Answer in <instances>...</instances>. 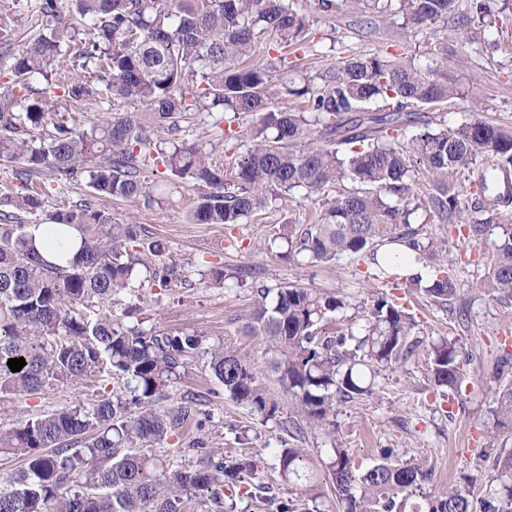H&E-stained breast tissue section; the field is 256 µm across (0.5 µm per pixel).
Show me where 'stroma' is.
I'll list each match as a JSON object with an SVG mask.
<instances>
[{"label": "stroma", "mask_w": 512, "mask_h": 512, "mask_svg": "<svg viewBox=\"0 0 512 512\" xmlns=\"http://www.w3.org/2000/svg\"><path fill=\"white\" fill-rule=\"evenodd\" d=\"M37 4L38 0H0V20L7 22L14 47H21L37 31ZM317 27L314 42L300 55L295 79L313 75L322 65L341 63L348 48L379 50L394 57L412 54L416 65L427 64L425 57L416 56L414 41L403 38L397 26L378 25L368 37L358 35L348 17H322ZM448 35L468 61L461 78L479 84L488 117L501 125H512V16L496 26L481 28L475 37L464 29L449 30ZM189 206L190 193L184 189L149 209L134 210L117 200L105 203L116 217L143 225L152 237L162 240L168 247L165 262L176 263L187 278L183 284L157 282L150 286L146 272L134 275L132 283L140 287L144 297L146 327L196 331L203 333L208 343L248 350L257 369L264 373L268 358L262 337L246 336L241 331L250 310L251 284L275 289L293 283L341 291L359 303L369 300L372 283L367 278L366 261L344 256L333 264L313 268L281 259L287 246L278 238L280 225L306 223L315 208L313 201L295 196L279 202L265 220H248L229 230L189 223ZM417 221L429 233L446 237L448 260L465 290L469 316L459 321L450 309L434 304L425 295L409 294L404 287L395 289L394 294L413 307L421 330L436 337L458 338L470 358L468 380L461 393L445 395L432 389L423 364L410 362L382 371L372 395L338 407L335 436L317 428L309 432L305 446L313 457L322 458L332 442H340L363 467L372 464L385 448L399 457L425 456L435 470L427 492L461 486L477 502L487 498L496 486L494 459L512 450V440L493 435L491 415L496 387L493 375L502 355L512 353V300L499 302L473 292V284L487 270L485 262L478 259V245L465 236L448 233L425 211H418ZM214 267L245 268L249 274L240 288L200 282V272ZM115 386L111 378H92L78 385L51 388L37 398H10L0 402V425L91 402L111 393ZM187 392L199 395L203 410L211 417L203 432L212 447L237 451V437L243 431L254 448L279 447L280 430L260 424L247 408L224 396L205 360L193 363L171 388L170 403H179Z\"/></svg>", "instance_id": "stroma-1"}]
</instances>
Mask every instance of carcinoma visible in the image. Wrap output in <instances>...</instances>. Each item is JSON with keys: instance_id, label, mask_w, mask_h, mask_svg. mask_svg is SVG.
<instances>
[{"instance_id": "cac0c4a2", "label": "carcinoma", "mask_w": 512, "mask_h": 512, "mask_svg": "<svg viewBox=\"0 0 512 512\" xmlns=\"http://www.w3.org/2000/svg\"><path fill=\"white\" fill-rule=\"evenodd\" d=\"M468 2L461 14L457 0H314L327 17L400 19L407 38L429 32L418 45L435 67L350 49L341 65L286 88L294 97L288 107L273 101L272 82L296 70L298 52L316 35L294 0H42L39 33L17 51L0 27V56L11 59L0 90V160L19 163V190L0 194V400L91 377L124 380L119 393L0 427V455L22 461L14 488L0 492V512H185V502L201 494L211 497L209 512H235L239 484L256 475L260 454L226 456L205 436L181 449L187 463L180 467L147 451L193 424L203 429L192 395L155 407L203 357L225 395L287 435L274 453L276 468L298 497L257 485L266 512H300L298 500L325 498L322 469L341 512H512V453L497 457V488L477 509L459 488L418 496L433 472L416 455L395 459L385 448L362 469L335 441L318 466L298 445L317 427L336 435V407L372 394L380 371L395 365L422 359L433 388L461 392L466 359L457 340L421 336L411 309L388 292L405 280L441 306L461 292L446 240L413 226L416 211L489 245L487 273L473 289L512 298V128L483 116L479 86L447 73L465 58L439 34L476 20L496 24L495 0ZM62 96L73 110L60 111ZM457 99L470 108L459 125L423 114ZM103 101L111 111L95 120L79 111ZM203 112L224 128L223 140L247 139L245 153L226 159L203 136L185 140ZM414 163L427 178L418 198ZM45 169L57 181L87 174L83 198L49 215L47 241L56 252L70 249L68 229L80 238L65 266L43 258L20 217L42 208ZM345 182L355 188H341ZM176 183L194 194V224L260 220L273 203L301 192L317 208L305 226L281 225L282 257L327 265L363 256L368 278L382 284L361 329L333 336L325 326L356 308L349 295L288 285L272 298L270 289L253 287L242 330L265 339L268 369L290 398L287 413L250 352L207 347L195 331L146 330L138 303L114 313L134 292L139 268L165 285L176 271L158 262L163 242L103 202L148 208ZM398 245L412 250L404 261L425 265L426 275L397 273ZM20 357L26 365L11 371L8 360ZM495 379L493 430L509 439L512 354Z\"/></svg>"}]
</instances>
